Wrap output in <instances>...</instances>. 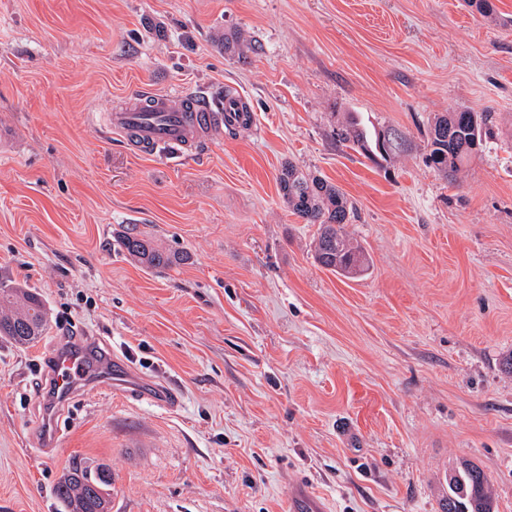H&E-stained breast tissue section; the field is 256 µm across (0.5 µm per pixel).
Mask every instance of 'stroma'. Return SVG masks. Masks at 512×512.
Instances as JSON below:
<instances>
[{"mask_svg":"<svg viewBox=\"0 0 512 512\" xmlns=\"http://www.w3.org/2000/svg\"><path fill=\"white\" fill-rule=\"evenodd\" d=\"M493 2L0 0V281L50 320L0 340V512H62L76 464L111 469V512H288L295 485L332 512H437L468 463L512 512V0ZM140 88L230 91L253 123L137 157L101 120ZM464 109L492 119L451 180L423 157ZM350 115L407 150L336 141ZM290 162L353 204L361 276L315 262ZM132 228L187 260L142 267ZM72 338L178 403L98 378L50 406Z\"/></svg>","mask_w":512,"mask_h":512,"instance_id":"obj_1","label":"stroma"}]
</instances>
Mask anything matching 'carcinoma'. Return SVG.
I'll list each match as a JSON object with an SVG mask.
<instances>
[{
	"label": "carcinoma",
	"mask_w": 512,
	"mask_h": 512,
	"mask_svg": "<svg viewBox=\"0 0 512 512\" xmlns=\"http://www.w3.org/2000/svg\"><path fill=\"white\" fill-rule=\"evenodd\" d=\"M468 112H450L434 118L430 130L426 163L438 172L451 176L468 162L477 151L474 140H482L490 113L478 114L477 128L466 121ZM454 126L452 138L457 150L448 151V141L438 138L443 126ZM379 134L369 135L355 120H348L336 129L339 142H351L367 156L378 153ZM279 191L284 203L307 224L319 225L315 238L314 258L322 267L345 277L354 278L365 271V255L345 231L353 206L345 195L325 178L304 172L293 164L284 166L278 176ZM120 244L140 265L150 269H170L186 256L160 249L152 237L128 232ZM47 313L40 295L15 283L0 282V337L16 346L34 343L45 331ZM112 483V473L106 468L90 471L75 467L64 474L55 487V495L67 509L79 504L84 512H96L98 500ZM448 505L446 512H493V498L487 478L474 464L448 475Z\"/></svg>",
	"instance_id": "obj_1"
}]
</instances>
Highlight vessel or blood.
<instances>
[{
	"instance_id": "vessel-or-blood-1",
	"label": "vessel or blood",
	"mask_w": 512,
	"mask_h": 512,
	"mask_svg": "<svg viewBox=\"0 0 512 512\" xmlns=\"http://www.w3.org/2000/svg\"><path fill=\"white\" fill-rule=\"evenodd\" d=\"M243 98L196 93L142 91L123 98L106 113L107 133L121 136L137 154L163 157L175 154L195 157L209 135L224 128H237L251 122ZM91 356L83 350L56 358L51 372L59 390L72 394L76 384L91 375Z\"/></svg>"
}]
</instances>
